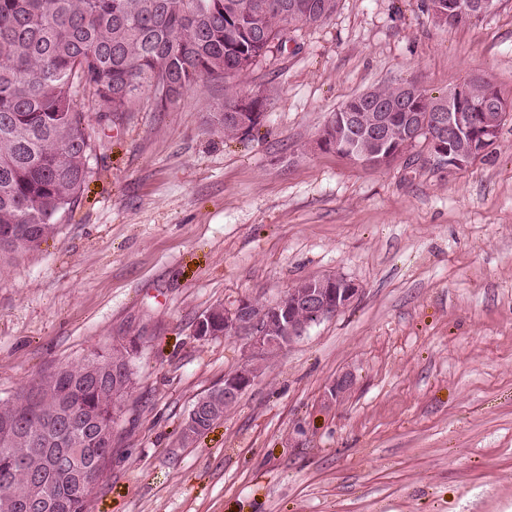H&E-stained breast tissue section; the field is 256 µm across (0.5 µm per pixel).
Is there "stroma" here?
<instances>
[{"label": "stroma", "mask_w": 512, "mask_h": 512, "mask_svg": "<svg viewBox=\"0 0 512 512\" xmlns=\"http://www.w3.org/2000/svg\"><path fill=\"white\" fill-rule=\"evenodd\" d=\"M474 78L512 104V0L455 26L423 0H339L239 77L268 99L253 135L207 124L218 86L106 130L57 234L0 271V400L140 339L87 512H512V114L451 177L318 145L359 94ZM330 274L358 299L183 441L194 401L248 355L198 319Z\"/></svg>", "instance_id": "stroma-1"}]
</instances>
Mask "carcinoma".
<instances>
[{
    "label": "carcinoma",
    "instance_id": "carcinoma-1",
    "mask_svg": "<svg viewBox=\"0 0 512 512\" xmlns=\"http://www.w3.org/2000/svg\"><path fill=\"white\" fill-rule=\"evenodd\" d=\"M269 0H0V269L34 251L58 232L62 213L73 208L93 175L90 159L96 136L84 123L83 108L103 127L136 111L140 94L150 92L159 111L208 83L224 85V101L210 124L226 138H240L260 124L254 101L242 120H230L224 106L243 93L233 79L245 73L272 47L286 44L298 20L281 10L265 11ZM314 10L318 26L329 19L338 0H296ZM401 83L369 91L392 102ZM425 90L391 113L395 127L406 112H435ZM341 110L326 124L325 145L338 153L351 144L362 152L377 148L352 138L341 125ZM378 148L394 157L407 149L404 138ZM205 336L224 334V310L209 311ZM137 348L118 340L95 352L103 384L85 386V367H57L76 387L79 411L66 428L56 415L51 372L41 373L0 402V421L16 420L23 430L0 444V512H39L15 507L29 491L30 471L39 472L49 493L67 501L65 512H86L92 489L71 485V476L42 467L64 448L81 450L94 463L91 481L99 483L110 455L98 451L82 417L112 428L133 381V371L112 377L115 358H133Z\"/></svg>",
    "mask_w": 512,
    "mask_h": 512
}]
</instances>
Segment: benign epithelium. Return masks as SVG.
Here are the masks:
<instances>
[{"label": "benign epithelium", "mask_w": 512, "mask_h": 512, "mask_svg": "<svg viewBox=\"0 0 512 512\" xmlns=\"http://www.w3.org/2000/svg\"><path fill=\"white\" fill-rule=\"evenodd\" d=\"M493 0H438L432 16L443 25H455L486 13ZM441 109L432 115L408 116V141L424 138L432 145L427 159L448 175L467 169L488 152L498 138L501 124L512 105L486 97L485 103L470 112L472 104L468 86L448 91L439 100ZM395 106L389 102L374 107L375 115L366 128V136L376 142L387 140L393 133L387 111ZM336 284V302L325 296L321 285ZM359 296L358 286L342 275H329L309 282L291 299L279 300L258 307L246 298L232 309L224 310V335L244 336L250 356L237 370L224 376V385L212 392H222L224 405H236L241 395L259 376L263 359L286 349L301 337L312 322L331 317L350 306Z\"/></svg>", "instance_id": "benign-epithelium-1"}]
</instances>
